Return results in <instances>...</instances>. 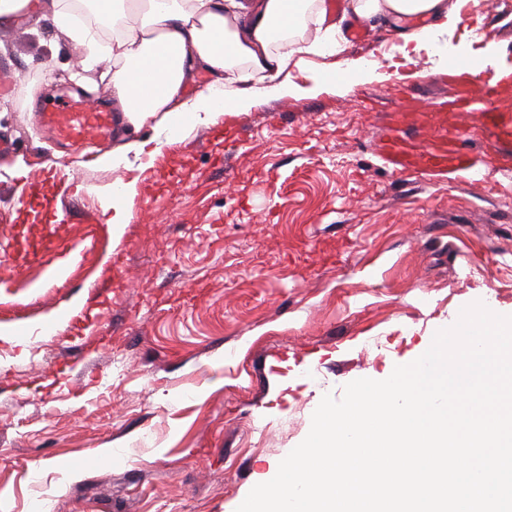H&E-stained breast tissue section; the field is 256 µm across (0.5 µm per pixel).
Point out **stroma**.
<instances>
[{
    "instance_id": "stroma-1",
    "label": "stroma",
    "mask_w": 512,
    "mask_h": 512,
    "mask_svg": "<svg viewBox=\"0 0 512 512\" xmlns=\"http://www.w3.org/2000/svg\"><path fill=\"white\" fill-rule=\"evenodd\" d=\"M451 4L431 49L367 20L336 54L364 77L254 82L216 123L142 130L161 152L117 167L98 159L124 132L78 150L39 119L75 81L112 109L111 62L84 69L50 20L0 21V327L26 337L0 340V512L36 493L53 512H236L324 395L388 378L469 304L512 315V169L494 159L512 144L463 128L477 167L446 175L376 152L400 82L422 113L448 60L512 73V7ZM119 181L137 194L117 238Z\"/></svg>"
}]
</instances>
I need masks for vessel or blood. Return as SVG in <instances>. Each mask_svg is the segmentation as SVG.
Listing matches in <instances>:
<instances>
[{"instance_id": "obj_1", "label": "vessel or blood", "mask_w": 512, "mask_h": 512, "mask_svg": "<svg viewBox=\"0 0 512 512\" xmlns=\"http://www.w3.org/2000/svg\"><path fill=\"white\" fill-rule=\"evenodd\" d=\"M446 69L460 91L455 97L445 100V107L464 114L469 112L472 100H480L483 133L495 138L512 133V121L506 120L493 107L498 93L497 84L479 80L478 76L469 73L467 65L460 60L448 61ZM41 118L59 139L73 145L94 136L110 134L114 127L110 112L87 110L83 102L72 98L44 103ZM378 149L381 158L401 174L445 172L474 165L469 152L462 145L457 127L448 125L438 111L432 112L420 143L406 141L393 130L380 139Z\"/></svg>"}]
</instances>
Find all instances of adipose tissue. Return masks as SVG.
<instances>
[{
	"label": "adipose tissue",
	"instance_id": "obj_1",
	"mask_svg": "<svg viewBox=\"0 0 512 512\" xmlns=\"http://www.w3.org/2000/svg\"><path fill=\"white\" fill-rule=\"evenodd\" d=\"M116 33L102 43L97 32L80 24L66 0H0V17L50 18L53 25L83 46L86 66L101 57L112 61V98L119 106L129 139L102 164L119 165L142 155L138 132L175 121L212 123L220 113L237 112L254 80H275L288 68L311 65L313 58L335 55L344 21L384 18L404 43L424 49L458 18L448 0H343L341 19L330 23L317 12L313 37L291 40L304 18L306 0H89ZM201 71L231 72L232 86H214L187 99L189 81Z\"/></svg>",
	"mask_w": 512,
	"mask_h": 512
}]
</instances>
